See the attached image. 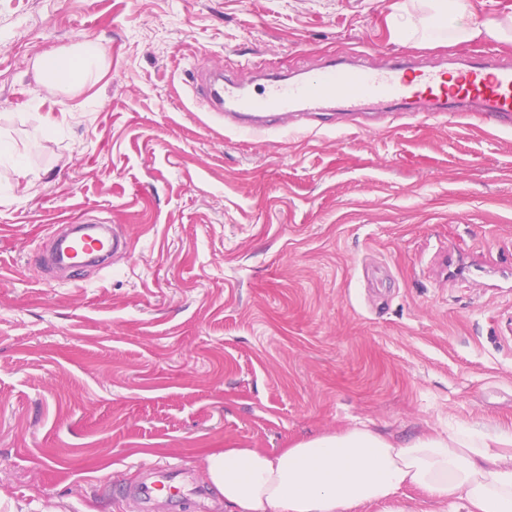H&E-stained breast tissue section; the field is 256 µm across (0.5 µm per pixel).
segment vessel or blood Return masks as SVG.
Here are the masks:
<instances>
[{
    "label": "vessel or blood",
    "instance_id": "1",
    "mask_svg": "<svg viewBox=\"0 0 512 512\" xmlns=\"http://www.w3.org/2000/svg\"><path fill=\"white\" fill-rule=\"evenodd\" d=\"M196 92L211 111L223 115L226 126L250 137L275 127L304 126L306 121L340 117L375 121L398 112L446 113L457 120H482L493 131L512 128V63L494 57L432 63L392 55L383 64L350 62L331 57L304 77L263 70L224 74L217 67L198 73ZM105 237L77 234L66 250L70 258L108 271L109 258L127 239L106 227ZM138 512H152L165 498L172 512H189L194 503L209 499L205 481L189 482L186 471L171 462L153 464L137 482L114 487Z\"/></svg>",
    "mask_w": 512,
    "mask_h": 512
}]
</instances>
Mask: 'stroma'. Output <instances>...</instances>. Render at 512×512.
<instances>
[{
  "label": "stroma",
  "instance_id": "1",
  "mask_svg": "<svg viewBox=\"0 0 512 512\" xmlns=\"http://www.w3.org/2000/svg\"><path fill=\"white\" fill-rule=\"evenodd\" d=\"M401 0H0V512H134L112 486L213 448L363 426L512 429V131L439 115L250 138L199 67L498 54L395 43ZM93 41L105 76L33 64ZM61 224H112L105 273L47 281ZM34 68L48 94L79 87L100 78L107 69L104 50L85 44L76 50L47 52L36 58Z\"/></svg>",
  "mask_w": 512,
  "mask_h": 512
}]
</instances>
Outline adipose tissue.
Here are the masks:
<instances>
[{"mask_svg": "<svg viewBox=\"0 0 512 512\" xmlns=\"http://www.w3.org/2000/svg\"><path fill=\"white\" fill-rule=\"evenodd\" d=\"M387 24L395 41L444 35L455 44H512V15L475 22L471 0H416L398 6ZM34 68L52 95L100 78L107 60L101 47L85 44L44 53ZM200 465L230 512H359L406 487L460 500L467 512H512L511 431H423L399 441L362 427L274 453L211 450Z\"/></svg>", "mask_w": 512, "mask_h": 512, "instance_id": "obj_1", "label": "adipose tissue"}]
</instances>
